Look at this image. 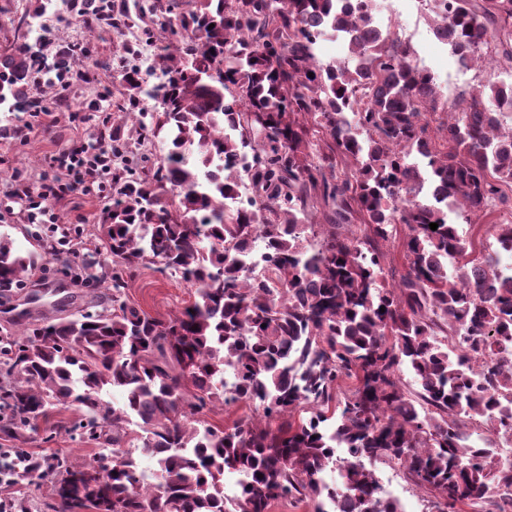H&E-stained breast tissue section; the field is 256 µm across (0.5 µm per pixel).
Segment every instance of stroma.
Segmentation results:
<instances>
[{"instance_id":"obj_1","label":"stroma","mask_w":512,"mask_h":512,"mask_svg":"<svg viewBox=\"0 0 512 512\" xmlns=\"http://www.w3.org/2000/svg\"><path fill=\"white\" fill-rule=\"evenodd\" d=\"M49 49L75 42L89 49L90 62L99 64L98 88L112 93L121 80L120 69L124 53L123 38L109 30H87L62 13L50 21L45 33ZM80 99L74 95L52 97L46 102L49 112L58 121L50 127H36L27 138H19L15 130L25 115L21 112H0V233L9 234L16 250L36 251L46 233L43 225L27 223L25 202L10 195L14 173L27 176L31 188L42 181L59 178L60 173L51 158L72 148L91 151L103 149L97 138L101 115L79 109ZM112 201V184L104 182L90 192L70 193L53 202L52 210L59 228L80 229L84 238L95 237L103 208ZM110 253L95 254L83 246H73L65 258L57 259L38 254L34 270L19 286L0 295V336H11L25 325L45 317H65L86 309L91 298L106 300L109 296L103 283L85 278L88 264L111 265ZM129 304L153 316H165L189 304L191 288L178 278L143 268L126 290ZM74 416L72 408H58L38 422L28 448L33 455L67 454L88 459L98 450L91 440L75 441L62 434L60 428ZM380 479H391L395 496L406 504L409 512H428V496L410 483L402 468L394 464L376 467Z\"/></svg>"}]
</instances>
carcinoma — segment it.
Wrapping results in <instances>:
<instances>
[{"instance_id": "cac0c4a2", "label": "carcinoma", "mask_w": 512, "mask_h": 512, "mask_svg": "<svg viewBox=\"0 0 512 512\" xmlns=\"http://www.w3.org/2000/svg\"><path fill=\"white\" fill-rule=\"evenodd\" d=\"M52 2L34 0L25 33L0 49V112L37 108L63 73L94 80L81 48L50 62L34 48ZM375 2L73 4L79 23L121 35L134 17L164 42L150 71L161 83L124 68L116 108L137 141L168 150L156 167L112 169L99 225L112 276L88 275L110 281L111 305L4 343L0 437L25 444L38 417L71 405L82 416L69 431L100 445L16 472L49 479L50 512H269L283 498L399 512L375 473L396 461L433 512H491L495 492L512 503V462L494 441L512 438V271L460 228L480 216L512 252V224L495 218L512 189V133L495 115L512 112V91L489 80L448 109L413 47L375 25ZM447 2L451 46L485 44L512 70V0ZM325 36L345 43L342 59H319ZM145 99L159 107H134ZM243 176L252 195L237 204ZM257 242L264 266L246 276ZM35 257L0 236V289ZM152 266L193 301L166 317L128 304L132 272ZM238 401L261 414L230 428L198 418ZM227 473L239 476L230 498Z\"/></svg>"}]
</instances>
